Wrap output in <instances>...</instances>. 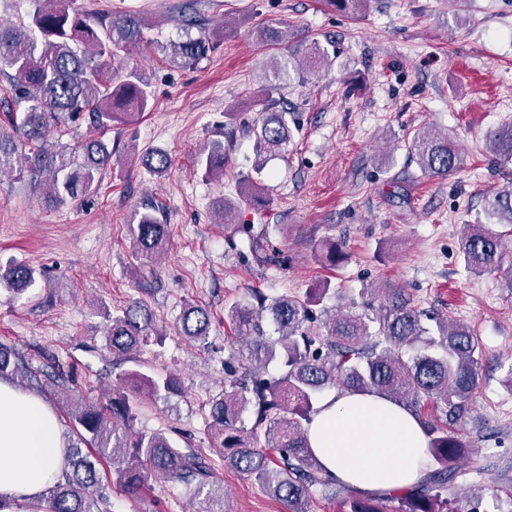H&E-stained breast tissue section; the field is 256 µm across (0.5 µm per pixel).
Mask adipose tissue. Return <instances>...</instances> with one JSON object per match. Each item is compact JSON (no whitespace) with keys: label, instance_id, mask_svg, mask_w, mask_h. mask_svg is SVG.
<instances>
[{"label":"adipose tissue","instance_id":"1","mask_svg":"<svg viewBox=\"0 0 512 512\" xmlns=\"http://www.w3.org/2000/svg\"><path fill=\"white\" fill-rule=\"evenodd\" d=\"M325 474L377 494L418 485L431 469L429 439L407 408L373 394L322 399L306 431ZM65 437L40 399L0 380V512H29L59 478Z\"/></svg>","mask_w":512,"mask_h":512}]
</instances>
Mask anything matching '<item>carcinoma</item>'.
Here are the masks:
<instances>
[{
    "label": "carcinoma",
    "mask_w": 512,
    "mask_h": 512,
    "mask_svg": "<svg viewBox=\"0 0 512 512\" xmlns=\"http://www.w3.org/2000/svg\"><path fill=\"white\" fill-rule=\"evenodd\" d=\"M31 26L0 25V74L8 86L0 90V110L7 114L10 130L0 128V174L10 171L19 157V141L43 140L51 127L85 116L90 129H106L113 121L151 110L153 95L146 75L138 68L122 73L112 69L110 46L142 42L144 20L134 13L85 11L74 0H32ZM264 42L286 44L284 60L273 70L263 91L272 100L285 83H304L330 66L329 52L314 40L288 44V31L265 27L258 31ZM217 41L204 36L171 45V61L194 67L208 58ZM297 129L288 108L262 110L246 126L254 140V170L281 154ZM497 162L512 163V124H502L486 134ZM410 153L428 177H446L463 166V156L450 137L425 125L414 135ZM37 164L47 173V193L58 201L75 199L97 189L112 150L91 135L71 151L41 147ZM226 147L213 141L203 149L196 165L208 179L224 178ZM142 165L161 176L170 166L163 149L142 154ZM265 206L267 199L250 177L239 182L237 197L221 201L217 223L237 229L240 205ZM483 214L496 224L509 226L512 236V180L486 195ZM134 254L147 265L154 263L168 240V226L156 216V206L146 203L129 219ZM498 231L479 221L465 224L460 234V257L476 276L501 271L504 254ZM317 253L331 266L345 255L334 243H320ZM20 295L35 283V270L22 264L8 266L0 279ZM381 312L348 311L329 314L325 300L339 293L326 280L304 297H269L252 291L247 300L231 306L224 319L237 335L250 339L244 362L232 355L224 361V392L211 400L208 431L215 452L225 465L253 480L272 498L288 505L289 512H310L313 488L342 500L347 512H385L383 503L395 500L397 512H453L448 485L457 476L453 464L468 447L456 424L470 413L481 380L482 342L468 324L434 317L394 288L383 289ZM270 318L275 335L264 334L262 322ZM106 341L112 355L132 366L117 378L112 398L102 403L75 395L67 380L57 374L47 378L70 406L79 428L77 440L64 448L62 478L48 489L45 503L33 512H112L99 466L109 462L116 482L137 493L150 479L184 484L209 505L224 512V491L216 485L214 459L193 449L175 447L166 433L134 430L136 409L123 385L137 387L139 403L177 393V377L152 376L135 357V351L158 334L153 315L139 302L121 314L107 317ZM211 318L201 305L186 302L179 331L192 342L204 344ZM277 361L282 375L267 374ZM25 371L16 350L0 343V379H14ZM328 387L386 396L416 417L432 405L436 415L422 418L429 437L432 470L425 481L402 494H362L323 475L305 434L306 425L319 412V396ZM254 411V424L245 428L243 415Z\"/></svg>",
    "instance_id": "cac0c4a2"
}]
</instances>
